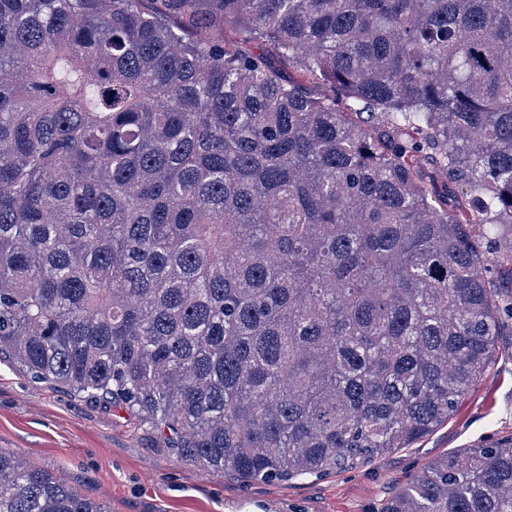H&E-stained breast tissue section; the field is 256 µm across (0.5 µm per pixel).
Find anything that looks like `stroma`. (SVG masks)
I'll return each instance as SVG.
<instances>
[{
	"instance_id": "1",
	"label": "stroma",
	"mask_w": 512,
	"mask_h": 512,
	"mask_svg": "<svg viewBox=\"0 0 512 512\" xmlns=\"http://www.w3.org/2000/svg\"><path fill=\"white\" fill-rule=\"evenodd\" d=\"M510 435L512 322L490 368L425 438L344 471L281 482L186 465L126 405L80 397L0 363V449L22 452L109 512H380L427 463Z\"/></svg>"
}]
</instances>
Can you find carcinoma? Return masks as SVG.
Instances as JSON below:
<instances>
[{
  "label": "carcinoma",
  "mask_w": 512,
  "mask_h": 512,
  "mask_svg": "<svg viewBox=\"0 0 512 512\" xmlns=\"http://www.w3.org/2000/svg\"><path fill=\"white\" fill-rule=\"evenodd\" d=\"M501 269L512 0H0V357L181 462L411 447L490 367ZM0 512L108 510L0 449ZM380 512H512V436Z\"/></svg>",
  "instance_id": "obj_1"
}]
</instances>
